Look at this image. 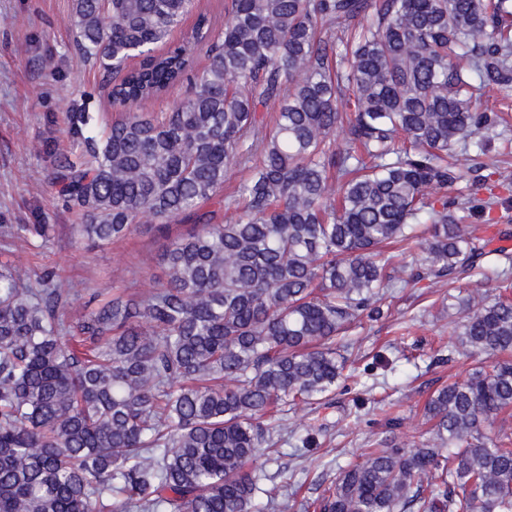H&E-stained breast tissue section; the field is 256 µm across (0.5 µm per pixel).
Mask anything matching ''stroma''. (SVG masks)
I'll return each instance as SVG.
<instances>
[{
  "label": "stroma",
  "mask_w": 512,
  "mask_h": 512,
  "mask_svg": "<svg viewBox=\"0 0 512 512\" xmlns=\"http://www.w3.org/2000/svg\"><path fill=\"white\" fill-rule=\"evenodd\" d=\"M228 0H195L192 13L155 53L190 38L198 15L213 26L224 22ZM73 0H0V225L43 224L44 235L0 237V264L30 278L59 271L79 289L71 315L84 313L91 294L110 297L113 288L146 294L165 275L156 256L162 240L150 224L118 243L78 240L72 227L81 212L69 209L48 174L69 150L66 115L84 112L101 130L124 117L113 103L115 77L93 65H78ZM459 192L478 201L495 197L491 209L466 214L491 256L512 255V189L474 190L469 178ZM469 284L449 289L430 280L395 289L387 316L361 318L348 333L354 349L333 392L314 406L300 405L274 418L277 446L255 463L262 488L287 485L290 495L269 512H315L338 468L359 460L371 440H411L425 430L423 407L432 393L464 378L474 359L455 354L460 303ZM397 417L399 426L387 423ZM317 444H303L307 436Z\"/></svg>",
  "instance_id": "obj_1"
}]
</instances>
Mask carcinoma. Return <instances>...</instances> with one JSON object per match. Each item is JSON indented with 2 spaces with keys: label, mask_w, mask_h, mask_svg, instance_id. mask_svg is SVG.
<instances>
[{
  "label": "carcinoma",
  "mask_w": 512,
  "mask_h": 512,
  "mask_svg": "<svg viewBox=\"0 0 512 512\" xmlns=\"http://www.w3.org/2000/svg\"><path fill=\"white\" fill-rule=\"evenodd\" d=\"M192 2L74 0L79 62L124 73L113 101L187 85L171 110L97 135L67 113L71 157L52 183L86 212L76 233L187 225L159 254L160 287L114 288L74 323L56 272L34 288L0 269V512H265L288 489L249 469L275 445L263 418L333 389L342 333L410 279L486 275L450 159L505 139L502 113L473 98L512 90V0H230L224 25L201 14L191 40L154 54ZM235 165L249 175L226 198ZM427 222L406 278L385 247ZM455 352L511 353L512 299L472 291ZM509 410L512 363L475 367L429 396L427 438L373 441L319 512H512V437L483 433Z\"/></svg>",
  "instance_id": "cac0c4a2"
}]
</instances>
